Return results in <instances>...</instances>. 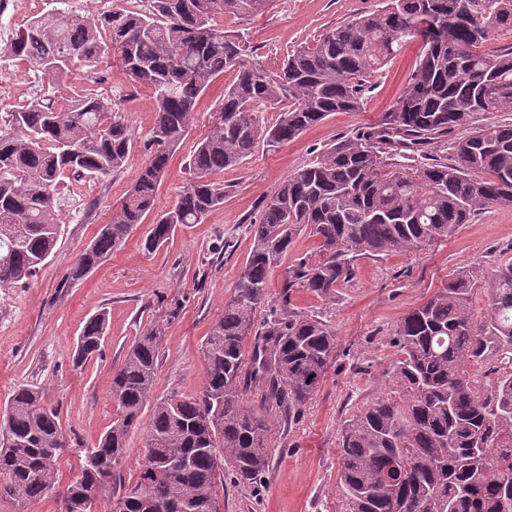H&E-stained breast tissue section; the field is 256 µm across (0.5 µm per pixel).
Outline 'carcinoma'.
<instances>
[{
    "instance_id": "carcinoma-1",
    "label": "carcinoma",
    "mask_w": 512,
    "mask_h": 512,
    "mask_svg": "<svg viewBox=\"0 0 512 512\" xmlns=\"http://www.w3.org/2000/svg\"><path fill=\"white\" fill-rule=\"evenodd\" d=\"M273 0H144L90 21L74 11L29 20L10 53L52 83L114 50L132 84L156 104L147 140L152 154L112 221L69 267L65 283L83 280L143 223L169 159L189 134L197 99L226 72L235 74L217 103L214 123L190 151L193 179L173 209L156 217L144 247L152 251L178 224H201L224 200L218 175L255 150L292 140L333 112L360 108L364 82L409 39L422 42L416 68L397 104L369 130L321 150L279 185L251 223L253 246L224 314L203 353L206 381L195 397L156 402L137 481L98 486L107 508L122 496L127 512H198L219 505L224 470L240 483L261 480L278 418L294 417L319 387L336 347L324 321L269 308L260 330L270 271L305 230L321 255L290 272L325 298L349 281L364 255L409 252L456 233L477 211L512 203V124L478 123L484 112L512 109V47L476 52L493 30L512 28V0H387L385 7L323 33L288 55L270 74L244 58L242 36L224 30L226 14L253 17ZM280 108L265 123L258 107ZM452 157L409 169L398 158L426 157L429 146L458 130ZM134 142L116 103L87 87L43 96L10 113L0 128V288L29 281L61 234L54 201L65 178H105L129 160ZM479 274L460 271L394 329L392 390L346 420L340 436L338 512H512V263L488 283L489 312L478 317L470 295ZM107 314L87 319L73 364L100 354ZM255 334L251 353L248 335ZM160 332L137 338L112 376V426L83 448L76 478L60 486L58 461L69 447L58 410L43 392L19 386L0 422V482L29 512L63 488L82 512L84 485L126 452L155 385ZM492 357L487 381L465 364ZM223 465H218L215 452ZM185 463L169 470L168 462Z\"/></svg>"
}]
</instances>
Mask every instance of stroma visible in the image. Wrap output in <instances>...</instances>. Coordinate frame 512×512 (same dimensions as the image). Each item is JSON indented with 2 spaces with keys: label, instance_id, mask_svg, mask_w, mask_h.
I'll list each match as a JSON object with an SVG mask.
<instances>
[{
  "label": "stroma",
  "instance_id": "1",
  "mask_svg": "<svg viewBox=\"0 0 512 512\" xmlns=\"http://www.w3.org/2000/svg\"><path fill=\"white\" fill-rule=\"evenodd\" d=\"M383 2L273 0L256 17L225 15L224 27L241 34L249 61L275 73L297 46L314 43L326 30L376 11ZM8 47L0 42V70L11 76L9 85L0 87V124L27 100L55 91L47 75L11 55ZM420 49L419 41L405 43L368 78L359 111L332 113L299 137L272 150L259 147L244 164L225 171L224 202L204 223L177 225L151 253L142 245L148 226L140 224L85 280L65 288L61 281L67 268L111 222L113 207L149 159L145 142L155 118L152 93L133 87L113 55L100 59L95 87L118 103L135 149L108 177L60 184L55 215L62 234L55 249L32 280L0 288V405L17 386L41 388L47 403L57 408L70 442L94 446L116 416L112 375L136 338L154 325L163 337L152 401L199 394L207 370L203 348L251 251V221L315 150L355 136L394 110ZM232 81V73H225L198 99L190 133L159 187L155 213L171 209L188 185L191 146L209 131L219 95ZM319 246L310 232L299 235L270 273L268 303L284 302L294 312L326 322L336 336L335 352L300 415L277 423L271 463L261 482L242 484L225 476L218 492L222 512H336L340 432L346 420L392 386L396 325L437 293L449 275L467 269L484 275L471 304L477 315L487 314L485 279L512 261V206L480 210L454 235L422 250L360 257L353 279L331 299L286 284L299 260L319 257ZM102 309L108 326L101 355L73 366L85 322Z\"/></svg>",
  "mask_w": 512,
  "mask_h": 512
}]
</instances>
